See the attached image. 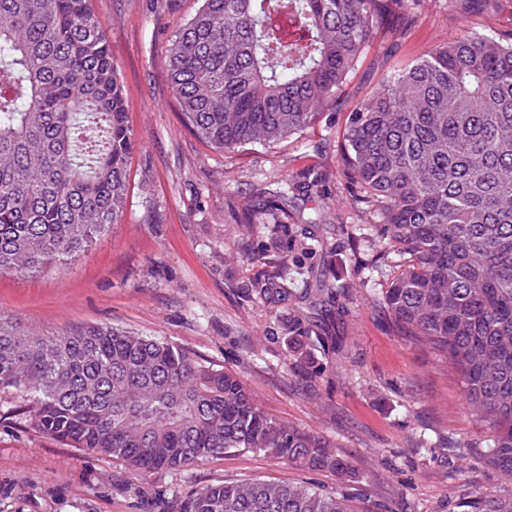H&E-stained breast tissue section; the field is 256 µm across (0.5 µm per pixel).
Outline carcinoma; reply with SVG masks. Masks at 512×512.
Listing matches in <instances>:
<instances>
[{"label": "carcinoma", "instance_id": "1", "mask_svg": "<svg viewBox=\"0 0 512 512\" xmlns=\"http://www.w3.org/2000/svg\"><path fill=\"white\" fill-rule=\"evenodd\" d=\"M409 0H201L165 56L194 134L271 144L335 112L376 31ZM135 140L120 68L92 0H0V274L63 265L123 221ZM342 175L393 268L376 301L395 332L439 352L512 475V42L462 34L391 76L346 117ZM277 272L257 289L281 302ZM308 313L283 325L312 365ZM35 394L41 434L141 474L260 452L357 477L316 432L267 415L237 374L108 327L56 336L0 319V389ZM167 512H352L310 485L210 486ZM450 512H512V491L458 486Z\"/></svg>", "mask_w": 512, "mask_h": 512}]
</instances>
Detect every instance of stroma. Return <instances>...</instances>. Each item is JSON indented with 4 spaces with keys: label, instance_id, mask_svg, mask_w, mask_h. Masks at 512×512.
I'll return each instance as SVG.
<instances>
[{
    "label": "stroma",
    "instance_id": "obj_1",
    "mask_svg": "<svg viewBox=\"0 0 512 512\" xmlns=\"http://www.w3.org/2000/svg\"><path fill=\"white\" fill-rule=\"evenodd\" d=\"M121 66L128 125L138 142L130 159L122 223L66 264L36 275H0V316L19 330L54 336L111 326L172 342L214 368L233 370L265 413L319 433L358 471L344 482L254 452H235L188 469L140 477L119 460L35 431L27 392L0 391V512H161L159 491L180 500L224 482L263 479L344 494L353 512H448L458 479L474 490L512 489V476L484 458L488 431L468 407L444 357L397 335L377 306L387 267L376 259L369 217L358 211L338 166L347 112L392 74L465 32L512 38V0L479 15L455 16L450 0H416L407 18L379 29L342 88L338 111L275 146L219 152L184 124L163 65L166 50L198 0H93ZM286 201L245 229L238 205ZM311 228L321 244L304 253L273 224ZM254 251L266 254L253 263ZM349 284L325 299L316 328L320 374L301 381L280 324L300 306L304 277L281 257ZM292 281L288 301L269 304L254 286L273 270Z\"/></svg>",
    "mask_w": 512,
    "mask_h": 512
}]
</instances>
